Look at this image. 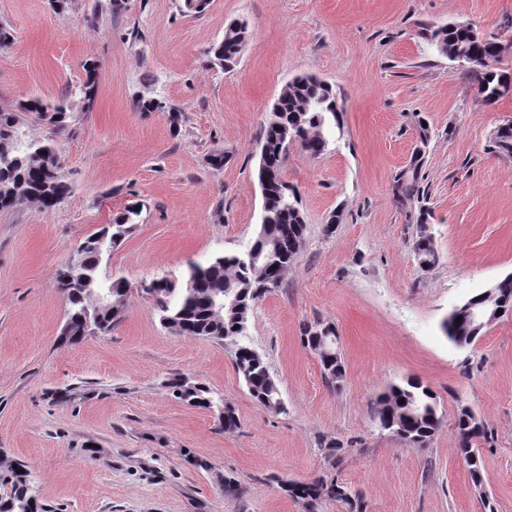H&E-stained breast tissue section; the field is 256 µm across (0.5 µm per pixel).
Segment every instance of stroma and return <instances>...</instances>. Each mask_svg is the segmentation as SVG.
Segmentation results:
<instances>
[{"mask_svg": "<svg viewBox=\"0 0 512 512\" xmlns=\"http://www.w3.org/2000/svg\"><path fill=\"white\" fill-rule=\"evenodd\" d=\"M178 4L69 0L57 12L50 0H0L15 35L0 51V107L26 137L52 135L26 101H55L86 62L100 66L90 111L74 109L71 134L52 135L72 197L0 211V465L24 464L49 512H346L327 497L306 509L282 489L321 477L338 478L364 512H512V314L463 348L442 329L457 305L512 273V157L487 151L512 121V97L485 107L465 69L427 41L430 29L463 22L512 43V0H211L198 17ZM232 22L248 38L223 71L207 51ZM304 74L332 85L343 126L319 157L290 152L305 246L248 319L285 406L274 412L250 396L231 343L164 328L136 287L254 241L262 130ZM151 96L179 110L178 127L136 111ZM423 124L430 217L420 227L406 222L392 180ZM135 202L133 230L100 265L134 292L111 332L62 343L58 270ZM337 210L342 222L325 234ZM421 235L437 256L428 269L413 251ZM316 322L336 331L335 388L302 342ZM411 377L442 415L422 444L375 418L380 395ZM175 378L208 386L238 428L176 398ZM464 407L493 436L478 487L458 453Z\"/></svg>", "mask_w": 512, "mask_h": 512, "instance_id": "35a3bbf8", "label": "stroma"}]
</instances>
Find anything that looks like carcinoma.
Masks as SVG:
<instances>
[{
    "label": "carcinoma",
    "instance_id": "obj_1",
    "mask_svg": "<svg viewBox=\"0 0 512 512\" xmlns=\"http://www.w3.org/2000/svg\"><path fill=\"white\" fill-rule=\"evenodd\" d=\"M431 41L439 54L468 68L477 97L486 107L512 96V73L499 67L512 56V43H503L484 35L469 24H448L431 31ZM247 40L246 26L232 22L223 37L208 49L210 63L221 69L232 68ZM85 79L78 87L82 108L89 109L97 92L98 65L85 69ZM139 112H166L171 124L179 125V111L159 98L141 97L135 102ZM73 103L62 97L52 103L39 98L29 100L25 110L33 112L50 125L54 133L68 129ZM343 113L332 87L314 75L295 77L282 89L273 103L261 137L258 181L262 193V219L253 243L237 253H216L204 263L189 265L186 281L163 277L147 283L142 293L149 296L163 327L188 337L216 341H235L234 365L248 392L260 405L281 412L284 409L279 390L264 359L249 345L236 342L245 335L248 316L258 301L280 285L288 270L303 252L307 226L297 192L284 177L288 154L297 147L311 157L328 151L335 131L341 129ZM489 153L512 157V122L498 127L487 146ZM424 150L420 149L409 167L393 178V198L406 213L410 224L427 223L428 211L421 206V169ZM72 187L62 172V162L51 138H21L14 113L0 109V211L22 203L42 210L54 208L70 197ZM141 206L127 207L113 222L85 238L79 245L82 264L74 272L77 281L57 273V284L67 305L64 333L66 342L77 343L87 333H108L124 307L130 286L121 278L100 274L102 256L128 235ZM421 265L435 264L436 254L429 237L422 235L414 243ZM512 311V274L489 290L465 300L443 322L446 336L457 346L473 344L483 333L477 315H496L497 310ZM336 335L333 326L305 325L303 341L319 357L325 380L337 385L344 373L336 346L328 338ZM177 398L191 406L212 408L213 393L204 384L172 383ZM376 418L385 430H392L410 443L429 440L442 423L434 393L420 381L409 378L384 393ZM459 451L474 484L481 483L478 439L488 440L484 425L477 423L469 409L463 408L456 421ZM0 484L11 486L6 499H0V512H38L29 495V472L12 466L0 470ZM288 496L310 508L323 497L336 499L348 512H359V500L351 497L336 479L319 478L311 482L289 483Z\"/></svg>",
    "mask_w": 512,
    "mask_h": 512
}]
</instances>
